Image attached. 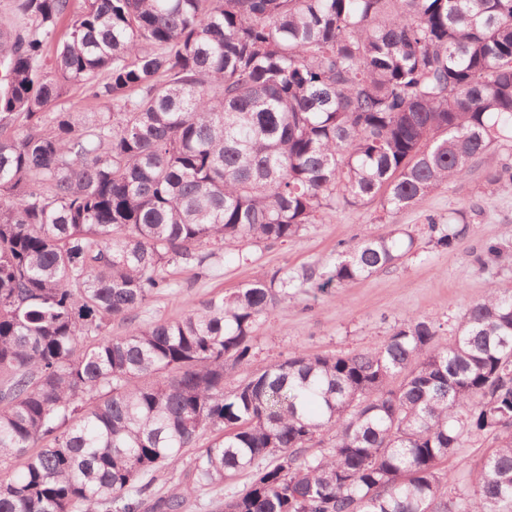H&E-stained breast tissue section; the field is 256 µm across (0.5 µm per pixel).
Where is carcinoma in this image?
Returning a JSON list of instances; mask_svg holds the SVG:
<instances>
[{"instance_id": "1", "label": "carcinoma", "mask_w": 512, "mask_h": 512, "mask_svg": "<svg viewBox=\"0 0 512 512\" xmlns=\"http://www.w3.org/2000/svg\"><path fill=\"white\" fill-rule=\"evenodd\" d=\"M496 145L487 184H512V0H7L0 512H184L217 487L216 512H512L511 291L446 346L409 316L227 388L292 291L395 265L409 232L108 335L185 269L339 205L416 206ZM467 224L422 234L450 249ZM472 435L493 448L461 484L444 463Z\"/></svg>"}]
</instances>
